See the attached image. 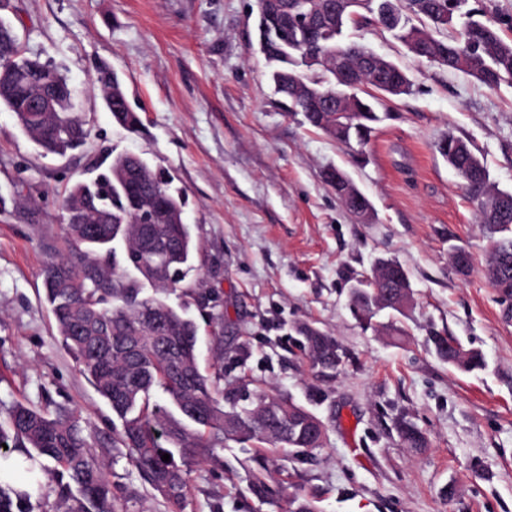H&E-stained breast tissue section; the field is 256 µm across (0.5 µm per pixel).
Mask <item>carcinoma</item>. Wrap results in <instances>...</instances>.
Listing matches in <instances>:
<instances>
[{
    "instance_id": "obj_1",
    "label": "carcinoma",
    "mask_w": 512,
    "mask_h": 512,
    "mask_svg": "<svg viewBox=\"0 0 512 512\" xmlns=\"http://www.w3.org/2000/svg\"><path fill=\"white\" fill-rule=\"evenodd\" d=\"M465 0H405L404 9L429 25L442 26L445 10L460 11ZM352 17L331 22L319 44L308 54L288 31V45L271 53L258 31V50L272 66L276 93L288 111L300 112L313 127L334 140L364 147L374 125L384 116L377 112L376 93L407 94L411 82L396 63L385 61L398 73L394 84H382L363 74L362 95L340 83L331 59L338 50L349 52V64L361 66L370 49L344 40ZM417 59L450 71H462L490 90L512 84V41L500 32L494 16H467L454 34L438 39L425 27L400 16L394 28ZM98 84L106 108L117 125L137 135L141 119L128 105L121 80L107 66L97 67ZM52 104L49 112L30 111L37 95ZM75 90L55 66L20 50L14 28L0 24V108L11 112L24 134L45 154H64L88 137L86 123L74 111ZM448 165L465 184L478 223L484 225L489 258L486 277L502 297L512 299V191L491 180L483 158L468 142L449 136L437 145ZM324 182L347 211L353 203L336 186L329 171ZM146 158L120 152L95 177L77 180L59 200L65 221V249L51 250L44 267V300L54 317L63 350L95 388L112 412V447L128 450V458L145 483L167 504L168 512H183L190 489V466L217 459L228 440L252 442L286 455L297 448L324 445L312 426L315 414L291 397L254 390L246 404L230 397L241 382H224L222 369L206 373L199 366V338L188 306H173L163 294L180 287L192 267L197 245L191 225L184 221L187 204L183 190ZM157 200L155 223L135 224L134 213L142 198ZM123 245L117 253L114 243ZM391 267L374 268V287L351 298V312L369 326L384 310L399 314L412 301L408 273L396 260ZM153 294H146V289ZM302 343L313 368H340L343 351L336 338L317 328L303 329ZM435 354L464 372L485 367L481 353L462 343L448 348V337H429ZM399 438L410 448L426 447L424 433L413 423H397ZM90 436L75 410L38 409L13 404L0 426V460H10L9 449L23 453L30 473L54 464L56 495L63 512H127L112 491L104 464L92 455ZM170 455V461L161 459ZM248 469L250 494L266 503L286 492L268 470L264 458L254 457ZM31 494L12 486L7 470H0V512H32Z\"/></svg>"
}]
</instances>
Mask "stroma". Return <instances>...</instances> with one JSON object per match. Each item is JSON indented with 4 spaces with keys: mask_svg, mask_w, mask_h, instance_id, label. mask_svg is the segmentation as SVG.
<instances>
[{
    "mask_svg": "<svg viewBox=\"0 0 512 512\" xmlns=\"http://www.w3.org/2000/svg\"><path fill=\"white\" fill-rule=\"evenodd\" d=\"M256 0H11L4 16L26 55L61 69L90 128L86 145L43 154L0 109V421L14 402L81 413L129 512H165L112 440V414L64 352L44 302L43 243L62 245L58 201L88 169L134 152L166 169L187 197L199 245L187 276L211 298L191 308L202 365L222 354L224 377L254 380L324 422L322 448L265 463L318 512H512V315L485 274L487 240L461 178L438 152L470 141L500 189L512 191V85L418 60L378 26L349 25L348 40L400 65L410 94L385 97L388 117L354 154L302 115L284 112L256 50ZM121 76L143 122L117 127L94 84L99 63ZM345 170L372 202V223L349 214L323 182ZM473 258L453 270V248ZM381 259L408 271L414 303L362 328L351 286ZM401 333L385 330L388 320ZM335 336L346 353L336 372L313 370L302 327ZM446 332L487 361L462 372L428 337ZM223 344H216V336ZM429 446L405 447L397 418ZM250 449L226 442L194 467L184 512H287L249 494ZM454 498H447V487Z\"/></svg>",
    "mask_w": 512,
    "mask_h": 512,
    "instance_id": "35a3bbf8",
    "label": "stroma"
}]
</instances>
